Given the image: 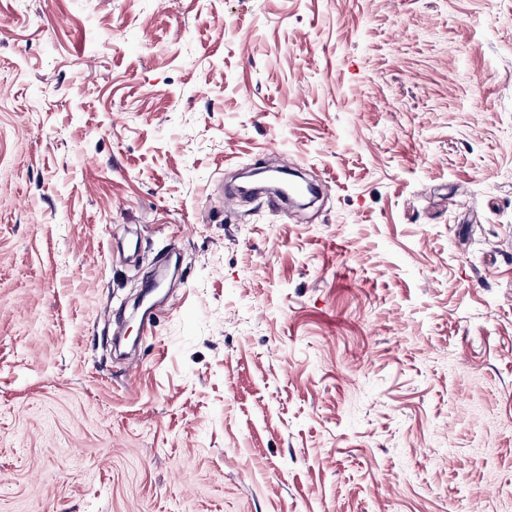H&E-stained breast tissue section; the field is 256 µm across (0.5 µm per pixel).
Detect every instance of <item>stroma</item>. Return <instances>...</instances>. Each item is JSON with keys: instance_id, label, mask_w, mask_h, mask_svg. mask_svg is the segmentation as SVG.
<instances>
[{"instance_id": "1", "label": "stroma", "mask_w": 512, "mask_h": 512, "mask_svg": "<svg viewBox=\"0 0 512 512\" xmlns=\"http://www.w3.org/2000/svg\"><path fill=\"white\" fill-rule=\"evenodd\" d=\"M0 512H512V0H0Z\"/></svg>"}]
</instances>
